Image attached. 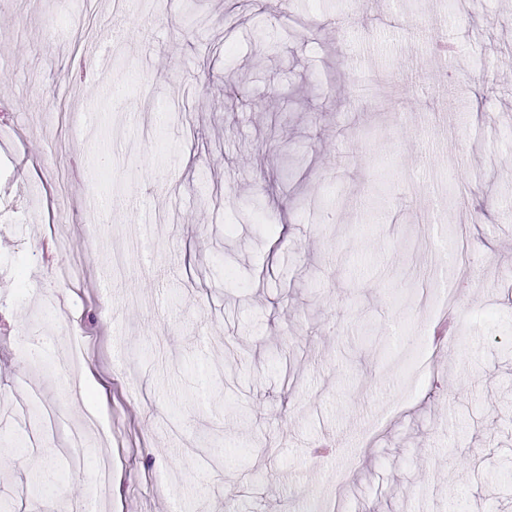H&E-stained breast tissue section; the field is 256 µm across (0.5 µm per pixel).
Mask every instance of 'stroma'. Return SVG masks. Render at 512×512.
Segmentation results:
<instances>
[{"label":"stroma","mask_w":512,"mask_h":512,"mask_svg":"<svg viewBox=\"0 0 512 512\" xmlns=\"http://www.w3.org/2000/svg\"><path fill=\"white\" fill-rule=\"evenodd\" d=\"M120 11L0 8V502L512 512V0ZM107 70V62L104 57L98 54L96 47L89 46L85 49L83 56L77 63L76 72L81 79V73L95 77L102 76Z\"/></svg>","instance_id":"1"}]
</instances>
